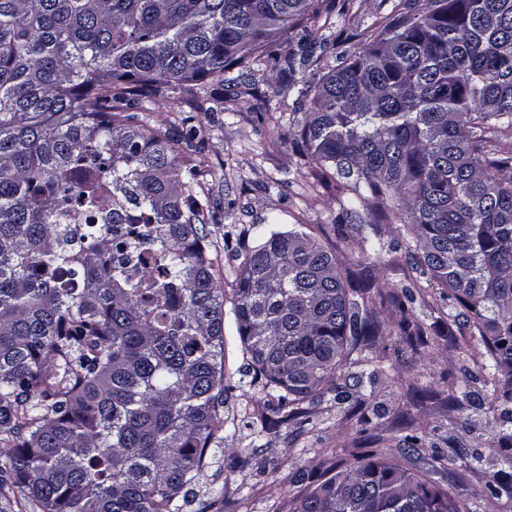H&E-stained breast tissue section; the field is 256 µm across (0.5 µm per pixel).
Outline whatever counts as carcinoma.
I'll return each instance as SVG.
<instances>
[{"mask_svg": "<svg viewBox=\"0 0 512 512\" xmlns=\"http://www.w3.org/2000/svg\"><path fill=\"white\" fill-rule=\"evenodd\" d=\"M336 0H0V480L41 512H182L224 427V288L203 225L217 223L185 160L132 109L177 86L233 85L267 54L311 101L304 157L348 210L376 200L412 234L415 279L442 290L448 324L484 343L488 425L512 445V0L398 4L355 58L299 84ZM368 267L344 276L299 230L246 250L233 316L253 379L278 391L270 424L335 393L355 353L392 334ZM403 317L394 334L427 343ZM373 450L294 512H463L456 487ZM497 484L512 496V454Z\"/></svg>", "mask_w": 512, "mask_h": 512, "instance_id": "obj_1", "label": "carcinoma"}]
</instances>
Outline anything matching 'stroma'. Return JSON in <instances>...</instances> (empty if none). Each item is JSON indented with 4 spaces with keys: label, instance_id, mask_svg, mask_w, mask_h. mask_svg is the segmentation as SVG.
I'll use <instances>...</instances> for the list:
<instances>
[{
    "label": "stroma",
    "instance_id": "1",
    "mask_svg": "<svg viewBox=\"0 0 512 512\" xmlns=\"http://www.w3.org/2000/svg\"><path fill=\"white\" fill-rule=\"evenodd\" d=\"M399 0H349L345 11L333 13L329 33H344L348 53H355L387 21ZM201 108L193 110L191 99ZM309 103L296 90L276 82L265 52L255 53L239 84L227 87L209 79L193 90L175 89L148 102L141 117L167 130L171 137L196 133L194 165L203 174L202 187L220 210L219 221L204 227L207 254L215 278L224 288V428L218 450L196 475L193 495L183 512H293L295 500L309 489L305 477L352 465L370 448H398L406 435H420L419 454L403 466L430 467L434 458L452 448L468 449V458L449 466L442 477L448 486L465 484L468 512H512V496L491 495L486 483L499 469L500 445L486 425L492 387L482 369L484 345L448 329L439 297L429 288H415L411 316L434 324L426 344L405 348L401 337H379L373 350L385 373L375 384H363L368 400L347 416L332 396L306 405L309 424L296 422L263 431L262 415L269 395L247 376V359L234 317L233 288L244 259L224 245L225 238H242L249 247L260 238L254 227L288 231L306 225L309 232L336 248L341 270L367 259V247L352 231L338 233L342 223L341 196L335 181L323 180L313 161L303 158L301 145L283 138L285 130L302 124ZM364 222L376 224L384 246L372 274L383 294H398L414 281L406 256L411 239L406 226L389 224L377 202L362 210ZM472 392L470 402L457 408L449 396Z\"/></svg>",
    "mask_w": 512,
    "mask_h": 512
}]
</instances>
